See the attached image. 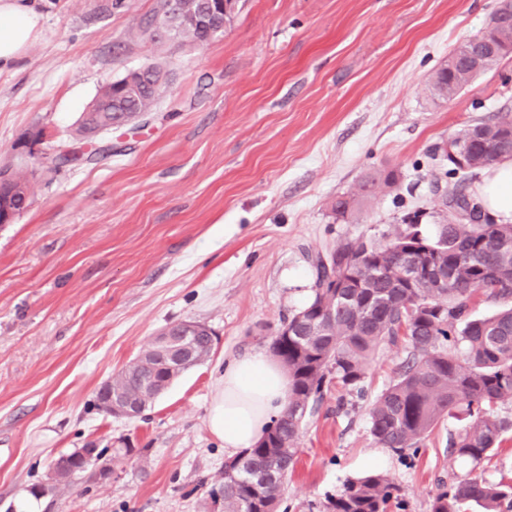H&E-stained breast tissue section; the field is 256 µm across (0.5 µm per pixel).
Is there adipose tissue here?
I'll return each mask as SVG.
<instances>
[{
	"instance_id": "obj_1",
	"label": "adipose tissue",
	"mask_w": 512,
	"mask_h": 512,
	"mask_svg": "<svg viewBox=\"0 0 512 512\" xmlns=\"http://www.w3.org/2000/svg\"><path fill=\"white\" fill-rule=\"evenodd\" d=\"M34 0H0V71L14 67L39 36ZM480 200L496 218L512 221V160L496 163L484 177ZM288 379L261 353L228 362L210 412L209 427L235 453L252 447L272 418L288 405Z\"/></svg>"
}]
</instances>
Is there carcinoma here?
Segmentation results:
<instances>
[{
	"instance_id": "carcinoma-1",
	"label": "carcinoma",
	"mask_w": 512,
	"mask_h": 512,
	"mask_svg": "<svg viewBox=\"0 0 512 512\" xmlns=\"http://www.w3.org/2000/svg\"><path fill=\"white\" fill-rule=\"evenodd\" d=\"M198 0H183L180 35L208 41L223 17L193 23ZM512 44V24L492 13L486 36L467 40L429 76L432 95L451 100ZM128 90L104 84L83 112L80 134L91 140L124 125L134 112H147L162 80L161 72L129 73ZM450 142L464 152V173L512 158V115L466 124ZM393 170L366 176L354 193L336 196V219L354 220L364 201L383 188L393 189ZM27 179L15 172L0 184V200L21 212L29 205ZM464 204L485 220L472 224L455 216L451 204ZM435 234L416 220H402L382 240L362 238L336 246L330 255L313 259L315 281L309 301L288 318V331L271 338L270 350L288 373V407L252 448L224 462V512H278L288 472L296 462L297 441L305 417L322 398L327 379L348 392L361 383L379 348L404 337L409 351L402 368L369 409L370 432L386 448H417L444 417L465 416L469 424L450 438L451 454L478 463L489 457L512 431V421L498 416L497 406L512 404V224L494 220L477 195L454 189L431 212ZM420 268L414 280L409 274ZM500 304L494 313L469 316L475 294ZM194 359L202 363L213 349L212 336L190 340ZM155 345L115 374L112 391L135 393L144 381L163 392L180 375L160 369L148 357ZM73 455L55 460L54 477L68 481ZM398 488L384 474L350 481L324 512H391ZM473 502L482 512H512V485L471 474L435 495L430 512H462Z\"/></svg>"
}]
</instances>
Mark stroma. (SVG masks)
Wrapping results in <instances>:
<instances>
[{"mask_svg": "<svg viewBox=\"0 0 512 512\" xmlns=\"http://www.w3.org/2000/svg\"><path fill=\"white\" fill-rule=\"evenodd\" d=\"M497 5L240 0L198 46L139 32L156 0H41L38 40L0 72V167L33 191L0 227V512H222L227 454L208 414L225 364L268 351L311 296L316 254L392 233L458 184L437 147L512 112V55L445 102L428 77ZM149 63L165 74L152 111L99 134L101 160L54 167L101 86ZM36 136L42 160L23 149ZM383 168L397 188L335 221V197ZM181 320L213 331L210 358L137 418L99 411L100 384ZM406 354L383 346L364 396L325 386L279 512H323L375 472L399 487L401 512H430L469 474L512 484V433L479 464L448 450L460 418L416 450L376 443L369 407ZM90 445L109 474L56 483L53 459Z\"/></svg>", "mask_w": 512, "mask_h": 512, "instance_id": "obj_1", "label": "stroma"}]
</instances>
